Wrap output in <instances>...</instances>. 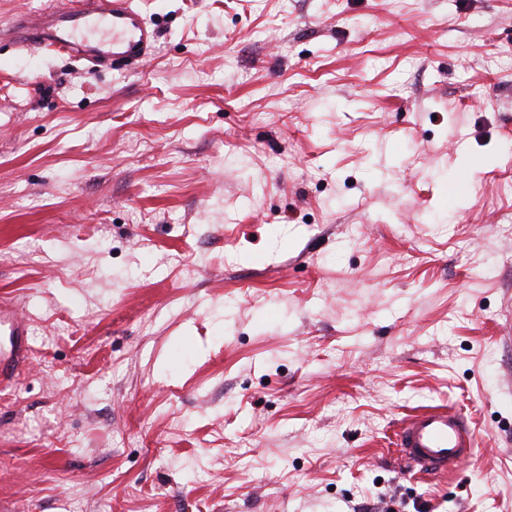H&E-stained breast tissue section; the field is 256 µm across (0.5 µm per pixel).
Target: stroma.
<instances>
[{
	"label": "stroma",
	"mask_w": 512,
	"mask_h": 512,
	"mask_svg": "<svg viewBox=\"0 0 512 512\" xmlns=\"http://www.w3.org/2000/svg\"><path fill=\"white\" fill-rule=\"evenodd\" d=\"M58 2L0 0V504L512 512V0H138L93 75ZM430 405L476 463L400 478ZM135 0H72L33 15L22 27L24 45L83 61L86 72L132 67L152 57L158 31ZM78 37L83 39L79 42ZM0 335L7 336V343L0 345L1 391L15 383L18 363L30 350L28 329L25 319L15 306L0 300Z\"/></svg>",
	"instance_id": "obj_1"
}]
</instances>
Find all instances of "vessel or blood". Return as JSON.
I'll return each mask as SVG.
<instances>
[{
	"mask_svg": "<svg viewBox=\"0 0 512 512\" xmlns=\"http://www.w3.org/2000/svg\"><path fill=\"white\" fill-rule=\"evenodd\" d=\"M158 31L134 0H65L33 15L22 41L83 61L87 71L121 69L152 57ZM0 385L15 381L18 363L30 350L25 319L0 300ZM393 445L408 476L445 477L474 463L476 437L463 416L448 406L421 409L396 429Z\"/></svg>",
	"mask_w": 512,
	"mask_h": 512,
	"instance_id": "obj_1",
	"label": "vessel or blood"
}]
</instances>
